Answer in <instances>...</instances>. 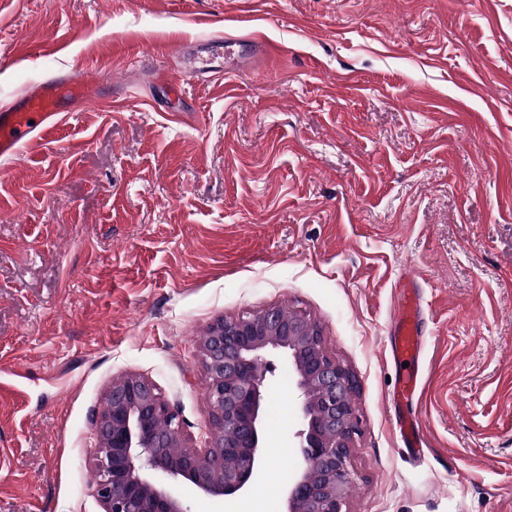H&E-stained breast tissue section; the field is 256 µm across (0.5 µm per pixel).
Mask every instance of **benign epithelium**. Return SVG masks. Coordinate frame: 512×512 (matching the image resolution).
<instances>
[{
    "mask_svg": "<svg viewBox=\"0 0 512 512\" xmlns=\"http://www.w3.org/2000/svg\"><path fill=\"white\" fill-rule=\"evenodd\" d=\"M271 350L287 357L302 418L294 433L300 472L284 492L283 512H343L357 477L351 467L359 432L356 380L328 353L314 320L280 308L207 328L199 356L212 433L202 451L184 446L182 422L151 378L132 373L112 384L92 428L95 494L103 512H186L160 476L211 498L246 494L264 465Z\"/></svg>",
    "mask_w": 512,
    "mask_h": 512,
    "instance_id": "obj_1",
    "label": "benign epithelium"
}]
</instances>
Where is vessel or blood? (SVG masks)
<instances>
[{
  "label": "vessel or blood",
  "mask_w": 512,
  "mask_h": 512,
  "mask_svg": "<svg viewBox=\"0 0 512 512\" xmlns=\"http://www.w3.org/2000/svg\"><path fill=\"white\" fill-rule=\"evenodd\" d=\"M99 77L82 71L48 77L31 84L11 105L0 108V158L14 155L26 142L68 120L71 112L91 97ZM422 308L418 290L401 288L393 358L400 369L395 388L403 398L395 405L391 422L407 454H420L428 438L416 409L407 408L422 383L419 351L422 344Z\"/></svg>",
  "instance_id": "1"
}]
</instances>
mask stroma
<instances>
[{
    "mask_svg": "<svg viewBox=\"0 0 512 512\" xmlns=\"http://www.w3.org/2000/svg\"><path fill=\"white\" fill-rule=\"evenodd\" d=\"M253 35L278 57L219 86L164 53ZM0 54V106L100 72L0 160V512H103L92 424L129 373L204 447L198 343L270 306L306 312L356 377L348 512H512V0H0ZM404 278L425 314L418 459L389 420ZM270 361L281 512L301 419Z\"/></svg>",
    "mask_w": 512,
    "mask_h": 512,
    "instance_id": "35a3bbf8",
    "label": "stroma"
}]
</instances>
